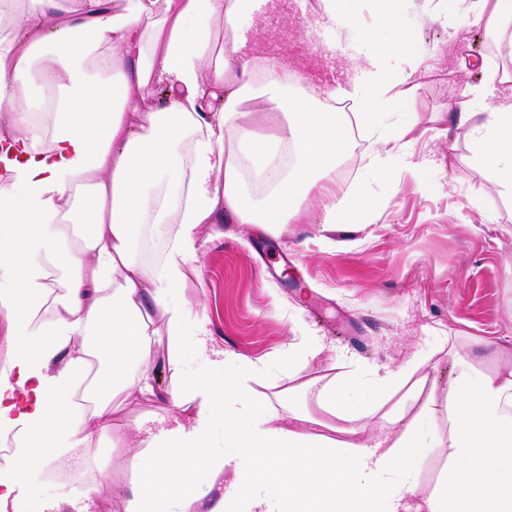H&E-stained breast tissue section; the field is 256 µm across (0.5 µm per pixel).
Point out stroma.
<instances>
[{"label":"stroma","mask_w":512,"mask_h":512,"mask_svg":"<svg viewBox=\"0 0 512 512\" xmlns=\"http://www.w3.org/2000/svg\"><path fill=\"white\" fill-rule=\"evenodd\" d=\"M443 10L442 0H414L410 51L392 74L397 105L418 119L421 135L410 148L417 171L398 162L384 177L369 175L370 141L358 130L336 172L337 196L361 191L372 200L369 221L331 231L312 217L277 237L228 224L220 240L211 239V225L197 229V253L183 264L190 318L206 321L216 347L256 363L262 393L285 387L276 353L310 336L325 349L299 368L301 381L332 374L339 361L382 376L418 360L420 375L443 386L451 373L447 340L482 371L512 365V199L476 170L463 133L433 135L447 127L448 108L463 90L485 87L503 57L470 22L417 21ZM319 13L315 0H282L248 35L289 67L344 79L341 58L318 47L346 34L316 26ZM165 356L158 347L151 373L157 397L120 396L97 455L73 449L33 486L34 502L104 473L88 512H124L134 426L168 409L159 397L172 383Z\"/></svg>","instance_id":"35a3bbf8"}]
</instances>
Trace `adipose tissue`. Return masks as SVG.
<instances>
[{"mask_svg":"<svg viewBox=\"0 0 512 512\" xmlns=\"http://www.w3.org/2000/svg\"><path fill=\"white\" fill-rule=\"evenodd\" d=\"M374 49H341L353 76L298 98L305 78L261 55L243 24L276 0H0V512L33 510L30 490L70 449L95 456L115 399L153 395L148 371L166 348L170 415L139 436L125 512H512V368L452 357L444 400L411 386L408 366L377 382L336 362L331 377L289 385L283 424L252 385L255 365L189 326L182 259L202 224L278 235L312 205L321 223L357 224L361 194L337 198L352 125L376 133L368 170L409 161L415 120L395 121L389 59L409 48L407 0H375ZM512 53V0H448ZM224 23L212 64L211 21ZM164 100L139 105L150 84ZM267 95L283 133L247 120ZM353 113L337 111L335 98ZM448 125L472 162L512 198V101L476 112L462 100ZM151 231L170 250L160 271L138 261ZM448 423L429 491L424 428ZM388 428L365 442L357 420ZM231 476L220 496L219 474ZM427 463L419 474V483L423 491H428L436 480L448 454L444 448H428Z\"/></svg>","mask_w":512,"mask_h":512,"instance_id":"1","label":"adipose tissue"}]
</instances>
